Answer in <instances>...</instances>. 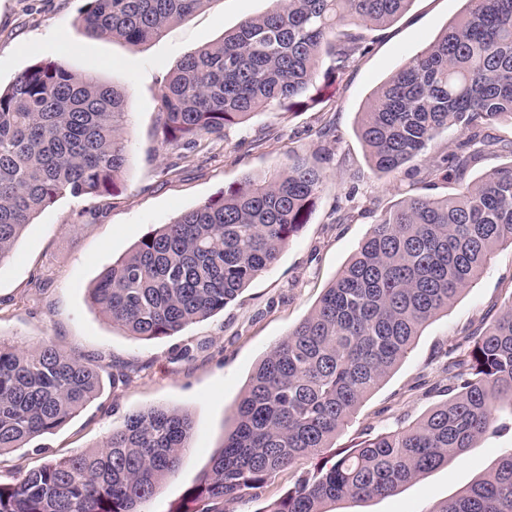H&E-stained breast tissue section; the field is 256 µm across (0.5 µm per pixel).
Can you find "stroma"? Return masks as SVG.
Returning a JSON list of instances; mask_svg holds the SVG:
<instances>
[{
    "mask_svg": "<svg viewBox=\"0 0 512 512\" xmlns=\"http://www.w3.org/2000/svg\"><path fill=\"white\" fill-rule=\"evenodd\" d=\"M269 6L270 0H208L160 38L132 48L85 33L86 0H0V85L41 61L93 73L125 92L128 139L125 169L112 196L60 197L35 217L12 257L0 263V341L24 349L50 339L103 367L102 389L92 403L55 432L0 455V480L12 481L48 460L101 443L144 406L178 407L193 418L192 446L146 505L148 512H177L231 429L257 364L317 305L377 217L406 196L451 192L442 180L423 189L405 173L373 171L357 127L371 91L458 20L464 0H413L396 21L369 32L370 52L334 84L322 85L317 104L269 110L228 127L223 139L182 163L178 175H163L165 164L176 161L157 136L168 73L186 54ZM260 135L264 144L254 146ZM295 152L326 175L309 222L223 311L176 335L141 340L91 306L89 288L144 236L245 179L285 167ZM340 210L352 211V222L337 223ZM511 297L512 247L504 245L448 313L430 321L408 357L337 437V447L351 448L416 421L443 401L435 384L444 377L449 345L499 314ZM118 370L126 379L116 385L112 375ZM505 448H512V433L486 437L397 494L340 502L335 512H430L485 474Z\"/></svg>",
    "mask_w": 512,
    "mask_h": 512,
    "instance_id": "obj_1",
    "label": "stroma"
}]
</instances>
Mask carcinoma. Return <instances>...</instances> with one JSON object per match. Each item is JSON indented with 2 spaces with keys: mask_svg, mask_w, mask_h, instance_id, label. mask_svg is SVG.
<instances>
[{
  "mask_svg": "<svg viewBox=\"0 0 512 512\" xmlns=\"http://www.w3.org/2000/svg\"><path fill=\"white\" fill-rule=\"evenodd\" d=\"M208 0H87L86 33L137 47ZM448 25L369 96L358 133L377 172L400 169L437 134L451 153L415 172L457 184L443 198L411 195L386 210L314 310L260 362L189 506L237 512L301 457L316 460L261 512H329L343 500L387 497L486 435L512 431V296L501 313L448 349V398L418 420L333 452L336 436L408 356L417 336L512 245V161L464 183L512 141V0H467ZM412 0H272L219 42L185 55L160 93L161 145L188 158L258 112L316 101L369 52L363 30ZM125 94L90 73L34 64L0 87V262L23 228L63 195L112 194L127 151ZM325 175L296 155L143 238L107 268L89 299L129 335L150 340L224 310L273 265L308 219ZM103 366L51 341L20 351L0 342V456L51 433L97 398ZM191 414L149 406L97 449L0 481V512H146L189 447ZM430 512H512V448L484 476Z\"/></svg>",
  "mask_w": 512,
  "mask_h": 512,
  "instance_id": "cac0c4a2",
  "label": "carcinoma"
}]
</instances>
